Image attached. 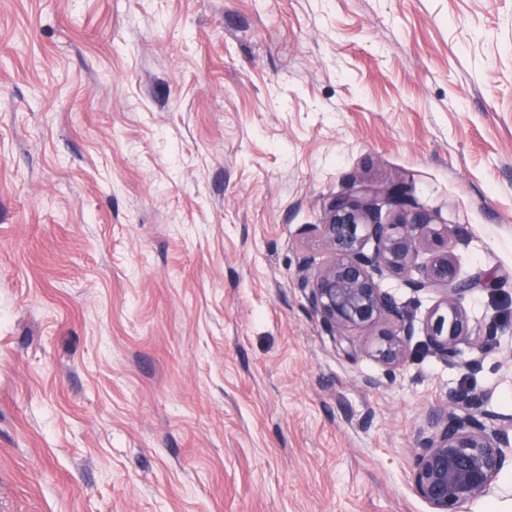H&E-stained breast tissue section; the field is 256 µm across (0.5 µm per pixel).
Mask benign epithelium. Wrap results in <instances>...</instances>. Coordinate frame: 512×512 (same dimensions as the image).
Wrapping results in <instances>:
<instances>
[{"instance_id":"obj_1","label":"benign epithelium","mask_w":512,"mask_h":512,"mask_svg":"<svg viewBox=\"0 0 512 512\" xmlns=\"http://www.w3.org/2000/svg\"><path fill=\"white\" fill-rule=\"evenodd\" d=\"M381 199L394 210L386 221ZM409 207L401 185L362 187L330 198L324 222L312 227L329 260L315 268L304 259L298 288L311 312L339 335L378 330L368 355L389 378L407 362L416 326L381 282L395 275L414 293L437 291L440 301L421 327L424 346L439 360L474 374L501 325L494 318L471 321L462 301L481 279L464 276L448 251V232ZM417 447L414 492L431 512H462L465 504L489 494L499 473L512 465V417L480 409L478 396L467 387L450 388L444 408L430 413L419 429Z\"/></svg>"}]
</instances>
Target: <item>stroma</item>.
<instances>
[{
    "label": "stroma",
    "mask_w": 512,
    "mask_h": 512,
    "mask_svg": "<svg viewBox=\"0 0 512 512\" xmlns=\"http://www.w3.org/2000/svg\"><path fill=\"white\" fill-rule=\"evenodd\" d=\"M394 184L494 281L476 374L297 286ZM460 385L512 415V0H0V512H430Z\"/></svg>",
    "instance_id": "35a3bbf8"
}]
</instances>
